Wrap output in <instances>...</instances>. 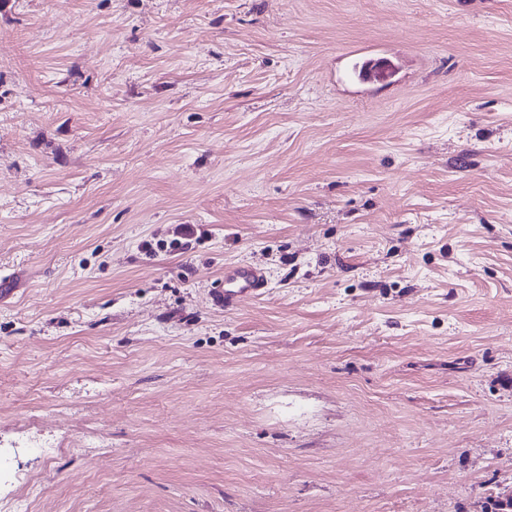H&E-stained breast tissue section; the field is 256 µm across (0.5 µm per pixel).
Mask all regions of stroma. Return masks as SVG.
Masks as SVG:
<instances>
[{
	"label": "stroma",
	"mask_w": 512,
	"mask_h": 512,
	"mask_svg": "<svg viewBox=\"0 0 512 512\" xmlns=\"http://www.w3.org/2000/svg\"><path fill=\"white\" fill-rule=\"evenodd\" d=\"M511 493L512 0H0V512ZM264 274L258 268L227 265L224 267V288L214 300L225 309L234 308L244 298H257L263 294Z\"/></svg>",
	"instance_id": "obj_1"
}]
</instances>
